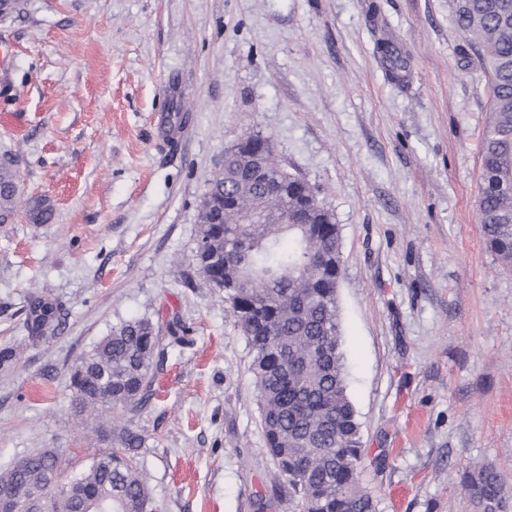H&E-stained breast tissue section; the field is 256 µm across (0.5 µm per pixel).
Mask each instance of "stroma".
Instances as JSON below:
<instances>
[{
  "label": "stroma",
  "mask_w": 512,
  "mask_h": 512,
  "mask_svg": "<svg viewBox=\"0 0 512 512\" xmlns=\"http://www.w3.org/2000/svg\"><path fill=\"white\" fill-rule=\"evenodd\" d=\"M407 60L389 78L376 46ZM449 0H24L0 21V164L52 216L0 224V471L74 432L72 367L112 328L175 314L134 424L161 512H282L250 347L196 260L199 215L243 134L314 186L340 226L337 289L363 480L378 512H475L468 463L512 485V269L478 220L489 119ZM42 294L63 324L28 338Z\"/></svg>",
  "instance_id": "stroma-1"
}]
</instances>
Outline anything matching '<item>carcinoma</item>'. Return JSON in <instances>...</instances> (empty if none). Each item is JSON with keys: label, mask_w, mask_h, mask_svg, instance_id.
I'll return each instance as SVG.
<instances>
[{"label": "carcinoma", "mask_w": 512, "mask_h": 512, "mask_svg": "<svg viewBox=\"0 0 512 512\" xmlns=\"http://www.w3.org/2000/svg\"><path fill=\"white\" fill-rule=\"evenodd\" d=\"M462 34L461 58L477 62L490 87L477 201L484 241L512 267V0H452ZM378 52L389 75L400 80L402 56L388 43ZM271 176L288 182V199L267 197L263 182L238 178L234 161L211 178L200 213L196 260L206 283L224 290L236 323L251 347L260 424L273 462L288 481L298 512H377L362 479L360 424L347 394L337 288L342 273L341 236L324 206L310 224H219L224 197L261 202L273 212L293 208L313 191L269 160ZM23 210L34 224L50 218L44 199L21 196L16 172L0 166V222ZM62 305L33 295L26 309L30 337L44 339L59 327ZM160 327L148 319L121 324L101 339L70 375L75 412L97 410L112 421L105 431L112 449L93 456L69 477L72 512H158L139 466L145 436L120 418L154 398L153 358ZM68 460L53 448L34 451L25 464L0 475V491L15 496L20 512H41L29 499ZM465 490L476 512H512V489L488 465H470Z\"/></svg>", "instance_id": "obj_1"}]
</instances>
